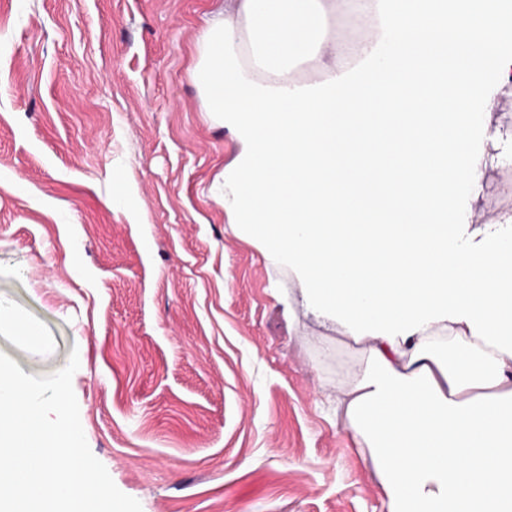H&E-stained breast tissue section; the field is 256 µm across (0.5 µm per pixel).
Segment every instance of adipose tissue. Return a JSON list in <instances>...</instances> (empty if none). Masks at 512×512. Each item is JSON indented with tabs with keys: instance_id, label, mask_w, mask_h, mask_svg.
<instances>
[{
	"instance_id": "obj_1",
	"label": "adipose tissue",
	"mask_w": 512,
	"mask_h": 512,
	"mask_svg": "<svg viewBox=\"0 0 512 512\" xmlns=\"http://www.w3.org/2000/svg\"><path fill=\"white\" fill-rule=\"evenodd\" d=\"M197 54L245 148L217 202L364 351L336 407L387 512H512V212L475 217L512 0H223Z\"/></svg>"
}]
</instances>
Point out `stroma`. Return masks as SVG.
Returning <instances> with one entry per match:
<instances>
[{"mask_svg": "<svg viewBox=\"0 0 512 512\" xmlns=\"http://www.w3.org/2000/svg\"><path fill=\"white\" fill-rule=\"evenodd\" d=\"M215 8L0 0V352L78 354L89 448L142 512H386L333 412L362 351L211 194L243 152L190 77Z\"/></svg>", "mask_w": 512, "mask_h": 512, "instance_id": "1", "label": "stroma"}]
</instances>
